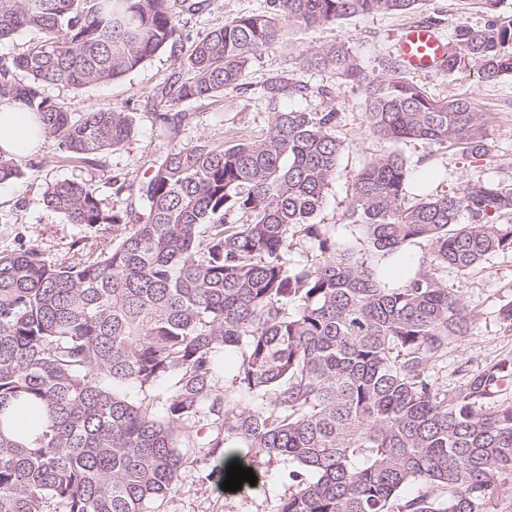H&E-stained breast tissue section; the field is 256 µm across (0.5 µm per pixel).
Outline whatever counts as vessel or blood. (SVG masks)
I'll list each match as a JSON object with an SVG mask.
<instances>
[{
    "instance_id": "b4317fda",
    "label": "vessel or blood",
    "mask_w": 512,
    "mask_h": 512,
    "mask_svg": "<svg viewBox=\"0 0 512 512\" xmlns=\"http://www.w3.org/2000/svg\"><path fill=\"white\" fill-rule=\"evenodd\" d=\"M448 43L431 24L415 22L406 26L398 42V54L408 70L433 72L448 60Z\"/></svg>"
}]
</instances>
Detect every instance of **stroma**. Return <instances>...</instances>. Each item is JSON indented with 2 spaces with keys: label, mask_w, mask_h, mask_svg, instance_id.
Instances as JSON below:
<instances>
[{
  "label": "stroma",
  "mask_w": 512,
  "mask_h": 512,
  "mask_svg": "<svg viewBox=\"0 0 512 512\" xmlns=\"http://www.w3.org/2000/svg\"><path fill=\"white\" fill-rule=\"evenodd\" d=\"M264 4L265 0H210L206 10L185 16V28L198 38L210 28L256 11ZM418 21L433 24L448 38L459 22L480 27L486 16L464 0H420L417 8L406 14L374 13L336 24L289 26L279 43L250 60L241 85L225 89L223 98L216 102L171 106L162 99V87L182 72L177 51L168 49L150 57L134 72L105 85L78 91L48 86L47 95L63 101L73 112L105 105L128 107L135 116L136 132L123 149L107 155L97 166L61 160L49 147L40 157L19 161L21 178L0 184V244L9 245L15 235L21 234L38 245L46 260L65 261L75 239L82 237L91 242L95 234L67 223L63 216L40 205L47 184L90 179L98 185L107 206L123 208L124 198L113 195L106 178L112 175L131 179L143 175L155 152L174 136L166 117L180 118L179 133L175 136L184 143L202 137L217 139L229 133L257 139L266 132L271 117L262 98L263 86L270 77L285 74L308 82L312 90L304 96L281 97V108L305 112L332 109L341 115L336 134L346 148L316 221L334 229L340 247L358 245L363 230L350 224L346 217L352 178L370 158L383 151L384 145L368 127L364 90L345 83L330 66L303 70L300 60L341 46L367 73L382 76L389 63L398 58L396 45L403 27ZM406 77L437 99L471 96L492 116L488 127L489 152L481 158L421 141L399 145V152L412 168L410 200L462 191L466 182L479 174L512 182V78L487 81L472 65L450 74L410 71ZM437 276L443 286L460 296L467 309L476 312L477 319L470 334L449 347L446 360L434 370V381L452 388L461 382L463 370H476L500 359L512 361V328L506 327L497 314L502 300L512 299V253L489 256L481 269L467 276L452 268L439 269ZM223 464V458L218 457L203 464L186 465L162 512H274L279 499L290 492L283 478L288 468L286 461L260 466L256 485L245 484L235 492L223 490L207 478L208 472Z\"/></svg>",
  "instance_id": "1"
}]
</instances>
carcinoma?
<instances>
[{"label":"carcinoma","mask_w":512,"mask_h":512,"mask_svg":"<svg viewBox=\"0 0 512 512\" xmlns=\"http://www.w3.org/2000/svg\"><path fill=\"white\" fill-rule=\"evenodd\" d=\"M205 2L0 0V40L34 34L0 57V96H24L57 154L90 163L133 138L132 113L71 112L45 86L109 83L177 48L192 77L162 94L214 100L290 24L403 14L420 0H267L195 40L183 16ZM471 2L487 20L455 27L442 71L473 63L485 80L512 76L503 0ZM301 65H332L361 87L370 131L388 145L354 175L348 206L369 257L314 222L345 144L338 112L279 108L309 91L286 76L263 88L262 138L173 139L142 180L107 176L128 195L121 211L92 183L48 185L41 204L97 241H73L60 263L21 237L0 249V512H161L185 464L227 448L246 449V468L288 461L294 490L275 512H512V402L500 398L512 363L468 370L452 389L432 381L477 317L436 271L466 275L512 253V183L478 176L409 205L411 168L396 150L422 141L484 157L489 113L429 96L399 65L372 77L342 48ZM20 177L0 154V183ZM463 213L471 223H458ZM297 234L313 250L293 270ZM414 241L429 257L390 286L382 264ZM220 352L239 357L223 390Z\"/></svg>","instance_id":"cac0c4a2"}]
</instances>
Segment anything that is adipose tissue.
Returning <instances> with one entry per match:
<instances>
[{
	"mask_svg": "<svg viewBox=\"0 0 512 512\" xmlns=\"http://www.w3.org/2000/svg\"><path fill=\"white\" fill-rule=\"evenodd\" d=\"M48 131L21 98H0V152L19 160L43 151Z\"/></svg>",
	"mask_w": 512,
	"mask_h": 512,
	"instance_id": "obj_1",
	"label": "adipose tissue"
}]
</instances>
